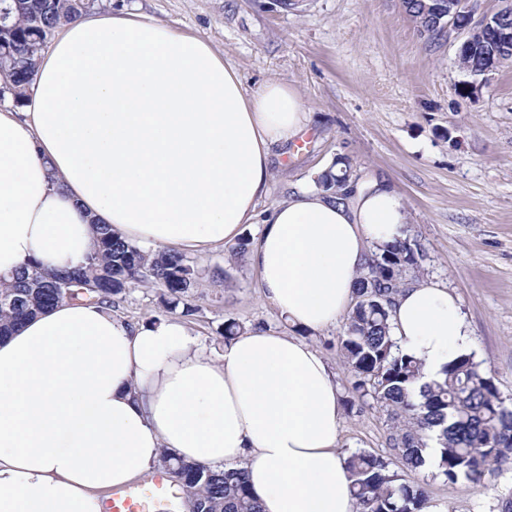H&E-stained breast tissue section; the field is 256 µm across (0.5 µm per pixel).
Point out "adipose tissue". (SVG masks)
I'll return each mask as SVG.
<instances>
[{
    "mask_svg": "<svg viewBox=\"0 0 512 512\" xmlns=\"http://www.w3.org/2000/svg\"><path fill=\"white\" fill-rule=\"evenodd\" d=\"M308 123L288 84L246 89L201 37L83 15L39 57L20 106L0 107V275L85 263L100 224L150 251L232 242L273 149ZM406 224L383 181H358L346 204L290 195L249 256L263 299L296 328L335 326L374 246ZM390 321L423 381L467 351L460 306L434 282L403 288ZM341 415L332 368L295 336L246 332L217 360L179 319L65 301L0 339V512H103L102 491L165 453L242 468L261 512H356Z\"/></svg>",
    "mask_w": 512,
    "mask_h": 512,
    "instance_id": "obj_1",
    "label": "adipose tissue"
}]
</instances>
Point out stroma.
I'll return each mask as SVG.
<instances>
[{
	"instance_id": "stroma-1",
	"label": "stroma",
	"mask_w": 512,
	"mask_h": 512,
	"mask_svg": "<svg viewBox=\"0 0 512 512\" xmlns=\"http://www.w3.org/2000/svg\"><path fill=\"white\" fill-rule=\"evenodd\" d=\"M139 6L178 33L205 38L251 89L276 79L310 112L309 130L288 153L271 158L265 214L288 193L310 189L323 168L348 158L354 177L386 180L402 196L408 223L424 249L421 279L448 287L468 323L471 351L500 392L512 396V62L469 94L457 66L455 31L420 36L401 0H112ZM199 276L184 319L207 352L224 351L225 321L243 329L288 331L259 290L248 256L231 245L188 256ZM158 289L132 288L118 314L138 323L162 315ZM340 327L305 334L336 374L344 453L386 456L391 472L410 479L389 455L388 413L362 402L338 346ZM512 491V469L477 486L436 480L422 512H498Z\"/></svg>"
}]
</instances>
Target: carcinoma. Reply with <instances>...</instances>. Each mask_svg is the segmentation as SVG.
Listing matches in <instances>:
<instances>
[{
    "instance_id": "cac0c4a2",
    "label": "carcinoma",
    "mask_w": 512,
    "mask_h": 512,
    "mask_svg": "<svg viewBox=\"0 0 512 512\" xmlns=\"http://www.w3.org/2000/svg\"><path fill=\"white\" fill-rule=\"evenodd\" d=\"M431 0H402L405 13L429 38L441 35L426 6ZM85 8L77 0H0V49L11 59L14 96L20 98L39 51L65 23ZM477 51L460 61L469 74L494 70L512 61V45L492 49L474 36ZM340 173L328 168L314 184L331 201L347 203L351 165L339 157ZM97 252L71 270H52L40 263L0 277V336L23 320L62 301H81L114 307L136 285H155L165 306L175 307L193 287L196 271L179 252H149L125 242L110 226L97 225ZM423 250L418 239L376 246L360 273L355 301L339 337L340 351L356 378L359 397H369L391 411L397 422L391 450L417 475L426 469L423 450L434 437L440 454L431 477L449 485L481 482L495 467L512 465V397H505L491 377L466 354L448 364L441 382L415 388L422 368L412 356L400 353L391 335L390 309L395 295L416 278ZM181 485L190 492L195 512H261L245 473L236 467L214 468L195 462H171L163 456ZM350 492L358 512H419L425 502L420 480L398 482L387 462L372 453L347 455Z\"/></svg>"
}]
</instances>
